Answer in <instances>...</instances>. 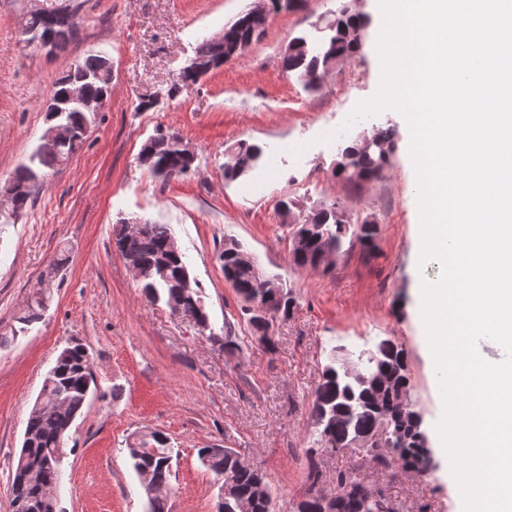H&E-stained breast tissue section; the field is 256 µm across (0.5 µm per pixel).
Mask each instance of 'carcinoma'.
<instances>
[{"label":"carcinoma","mask_w":512,"mask_h":512,"mask_svg":"<svg viewBox=\"0 0 512 512\" xmlns=\"http://www.w3.org/2000/svg\"><path fill=\"white\" fill-rule=\"evenodd\" d=\"M28 23L50 39L55 48L68 45L78 34L74 13L69 8L42 11L32 15ZM368 28V19L355 12L351 0H343L340 7L322 26V33L311 40L296 36L288 43L281 57L282 69L294 73L309 90L318 89L336 62L354 56L360 51ZM260 39L245 12L224 27L219 37L205 38L196 48L192 64L194 70L179 78L174 89L188 88L201 77L226 63L224 48H232L236 56ZM106 56L89 54L76 61L54 85L50 100L54 111L47 113L48 126L40 143L19 166L0 192L11 196L13 210L3 223L17 217L31 206L44 186L48 172L60 168L86 142L94 110L71 101L73 88H81L86 99H108L112 70L105 67ZM61 123L68 125L70 139L59 140L51 129ZM182 138L175 132L157 131L143 145L138 162L154 176L165 180L192 170L196 155L181 148ZM235 155L224 169V178L235 181L256 168L264 157L257 144L238 142L233 145ZM344 158L333 169V175L344 182L358 186L381 177L388 165L389 155L379 151H366L362 142L341 149ZM379 224L375 222L350 224L336 203H321L313 207L307 220L299 228L297 243L290 244L289 256L296 268L322 270L331 267L323 263L327 250L340 252L345 240L357 241L367 251L375 247ZM175 242L167 224H144L138 232L126 234V222L116 225L115 244L126 264L138 270L137 281L142 292L152 301L164 303L173 313L191 318L203 330L209 329L210 317L200 295L199 284L191 275L189 265ZM224 279L235 285L244 302L257 300L270 313V321L291 315L295 297L288 288L279 296L255 280L253 272L241 265L237 253L224 248ZM48 289L38 288L27 304L19 322L28 326L41 319L47 309ZM252 335L261 343H271L268 332H261L259 318L246 306L242 309ZM374 373L377 384L336 372L339 358L331 353L312 402L313 448L309 449L310 462L307 480L309 488L294 512H319L323 470L322 460L316 456L318 448H345L352 438L361 433L378 432L388 426L403 438L400 448L389 452L369 446L360 449L365 460L373 467H384L397 462L401 468L416 465L424 448L423 415L412 407L403 409L399 397L408 392V365L404 350L394 342L376 345ZM95 384L92 362L85 357V347L71 343L59 353L55 365L45 376L42 389L26 422L25 431L31 435L29 460L43 463L40 481L24 488L26 494L39 500L42 489L57 491L61 484V466L54 460L56 452L65 447V437L71 421L77 419L88 400L87 386ZM133 469L147 497V512H165V495L161 487L169 486L172 476L174 448L168 436L159 431L138 432L127 442ZM200 463L222 480L219 489V512H240V505L248 512H272L271 485L266 473L236 448L216 445L198 449ZM350 475L336 473V489L345 493L340 512H399L393 500L382 497L367 504L358 497L356 488L349 487Z\"/></svg>","instance_id":"carcinoma-1"}]
</instances>
